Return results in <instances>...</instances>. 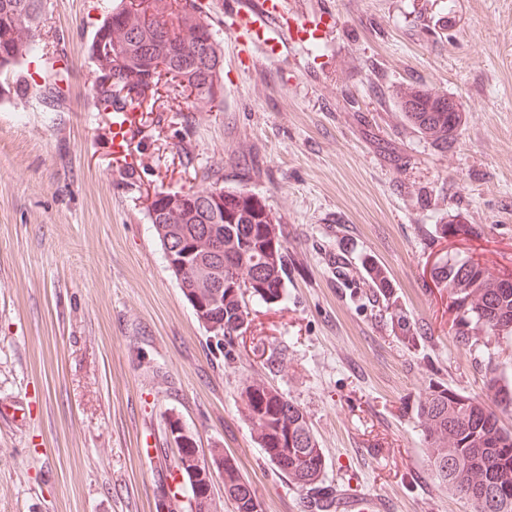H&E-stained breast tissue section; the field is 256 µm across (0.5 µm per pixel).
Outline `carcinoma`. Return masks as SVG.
I'll return each instance as SVG.
<instances>
[{
    "label": "carcinoma",
    "instance_id": "1",
    "mask_svg": "<svg viewBox=\"0 0 512 512\" xmlns=\"http://www.w3.org/2000/svg\"><path fill=\"white\" fill-rule=\"evenodd\" d=\"M46 0H0V75L6 92L24 97L41 86L16 77L27 57L44 55L40 27ZM95 78L115 71L109 86L93 82L104 112L130 106L143 109L157 90H145L142 62L165 67L167 97L192 112L223 96L221 44L207 11L198 0H148L139 9L118 0L108 10L89 48ZM407 122L426 140L444 150L455 141L466 116L448 111V99L421 85L408 84L394 93ZM209 187L172 193L186 207L179 212L150 217L158 239L169 228L177 243L195 250L193 265L179 288L211 304L210 313L222 324L223 339L243 333L250 323L246 298L266 304L285 299L288 252L281 230L265 202L246 189L224 192V204H204L200 195ZM372 284L388 299L391 288L385 270L365 265ZM430 277L449 295L456 310L452 322L459 346L481 354L490 341L512 337V278L472 257L439 261ZM243 412L264 457L292 484L310 491L307 508L330 512L336 496L323 486L326 460L303 410L265 381L254 378L241 390ZM512 413V378L505 368L489 364L483 396L472 397L450 388L434 387L419 401L431 466L448 491L471 502L473 512H512V429L502 415ZM211 457L224 460V492L234 512H261L251 485L233 456L222 448ZM188 495L196 509L208 501L203 480L186 479L166 500L170 512Z\"/></svg>",
    "mask_w": 512,
    "mask_h": 512
}]
</instances>
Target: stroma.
Wrapping results in <instances>:
<instances>
[{
  "label": "stroma",
  "mask_w": 512,
  "mask_h": 512,
  "mask_svg": "<svg viewBox=\"0 0 512 512\" xmlns=\"http://www.w3.org/2000/svg\"><path fill=\"white\" fill-rule=\"evenodd\" d=\"M109 2L47 0L42 37L68 62L59 111L0 98V512H163L178 426L200 457H235L263 512H308L242 414L250 378L303 409L347 500L471 512L434 477L417 410L434 385L483 393L486 361L457 346L433 262L512 273V0H288L328 28L276 59L227 25L264 0H201L224 96L198 112L159 99L122 159L89 60ZM406 84L461 103L451 150L404 120ZM208 176L260 196L288 247L286 301L249 300L247 332L223 345L146 209ZM448 219L457 233L438 238Z\"/></svg>",
  "instance_id": "35a3bbf8"
}]
</instances>
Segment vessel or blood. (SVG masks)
Masks as SVG:
<instances>
[{
    "mask_svg": "<svg viewBox=\"0 0 512 512\" xmlns=\"http://www.w3.org/2000/svg\"><path fill=\"white\" fill-rule=\"evenodd\" d=\"M242 35L258 41L267 52L287 48L293 42L308 41L321 36L318 22L301 26H292L284 8V0H270L261 18L240 24ZM138 124L133 112H116L112 115V152L119 156L129 155L132 134Z\"/></svg>",
    "mask_w": 512,
    "mask_h": 512,
    "instance_id": "1",
    "label": "vessel or blood"
}]
</instances>
